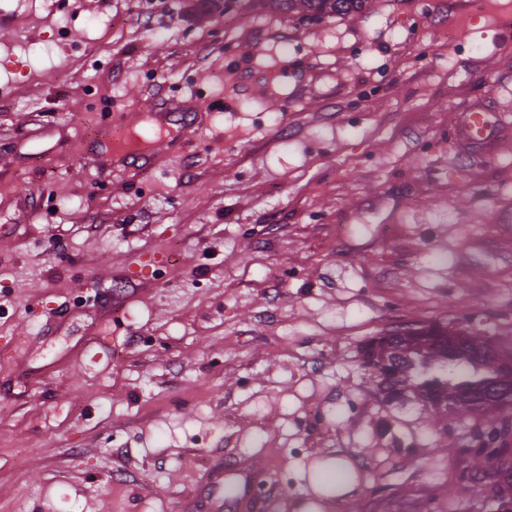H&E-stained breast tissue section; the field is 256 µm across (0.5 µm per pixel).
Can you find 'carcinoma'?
I'll use <instances>...</instances> for the list:
<instances>
[{
  "label": "carcinoma",
  "mask_w": 512,
  "mask_h": 512,
  "mask_svg": "<svg viewBox=\"0 0 512 512\" xmlns=\"http://www.w3.org/2000/svg\"><path fill=\"white\" fill-rule=\"evenodd\" d=\"M272 9L303 19L359 12L369 0H263ZM373 384L389 400L410 388L428 410L431 432L448 419L465 422L464 447L472 459L457 485L469 491L462 507L482 512L489 492L512 502V350L462 324L439 322L392 331L368 340L361 350ZM496 484L486 488L484 475Z\"/></svg>",
  "instance_id": "1"
}]
</instances>
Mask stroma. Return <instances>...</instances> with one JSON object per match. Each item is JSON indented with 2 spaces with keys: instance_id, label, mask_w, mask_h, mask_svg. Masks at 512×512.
I'll return each instance as SVG.
<instances>
[{
  "instance_id": "stroma-1",
  "label": "stroma",
  "mask_w": 512,
  "mask_h": 512,
  "mask_svg": "<svg viewBox=\"0 0 512 512\" xmlns=\"http://www.w3.org/2000/svg\"><path fill=\"white\" fill-rule=\"evenodd\" d=\"M160 101L184 147L93 143ZM433 321L512 348V35L473 0H0V512H234L252 463L276 512H449L462 424L361 365ZM285 15L299 14L303 19L345 16L359 12L369 0H258Z\"/></svg>"
}]
</instances>
